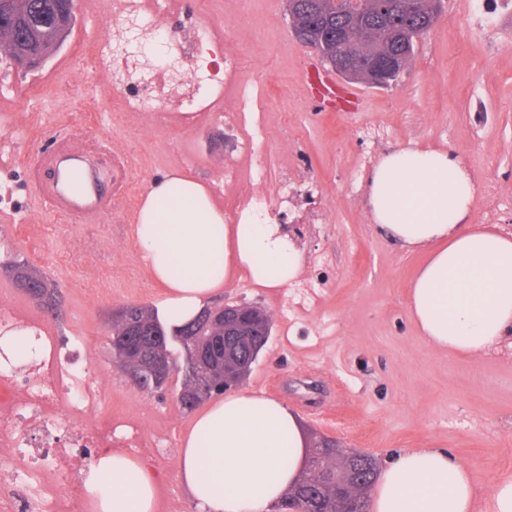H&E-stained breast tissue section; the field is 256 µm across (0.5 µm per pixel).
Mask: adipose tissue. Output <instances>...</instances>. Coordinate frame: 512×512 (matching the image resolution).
Here are the masks:
<instances>
[{
    "mask_svg": "<svg viewBox=\"0 0 512 512\" xmlns=\"http://www.w3.org/2000/svg\"><path fill=\"white\" fill-rule=\"evenodd\" d=\"M476 189L441 150L387 154L368 179L374 224L428 259L411 284L412 318L424 339L476 355L512 335V235L471 224ZM136 251L164 289L159 316L186 320L237 272L258 288H285L303 256L280 225L251 212L228 224L205 187L168 174L152 182L136 217ZM308 442L280 401L239 391L199 413L183 438L177 475L198 512H271L296 482ZM159 478L138 457L100 455L84 477L92 512H156ZM512 512V478L484 485L443 448L393 455L376 478L370 512Z\"/></svg>",
    "mask_w": 512,
    "mask_h": 512,
    "instance_id": "ef3b65f1",
    "label": "adipose tissue"
}]
</instances>
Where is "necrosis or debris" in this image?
<instances>
[{"mask_svg":"<svg viewBox=\"0 0 512 512\" xmlns=\"http://www.w3.org/2000/svg\"><path fill=\"white\" fill-rule=\"evenodd\" d=\"M179 0H112V35L93 44L92 53L112 77V110L179 113L184 121H218L236 131L261 134L255 112L262 104L247 91L228 97L240 81L236 51L225 50L221 62H203L202 56L222 34L211 24H195L180 35L168 32L164 16ZM317 184L298 187L280 180L273 195L253 192L248 209L268 216L270 209L292 213L295 223L315 224L318 214L302 212L300 197L317 194ZM23 331L36 345L32 360H0V451L12 464L0 470V512H59L56 492L66 489L73 512L81 508V490L74 478L75 449L98 454L111 447L112 428L88 430L85 420L98 415L101 395L84 371L69 361L54 337L39 325L20 318L12 309H0V332ZM72 411L69 436L57 431L55 409Z\"/></svg>","mask_w":512,"mask_h":512,"instance_id":"necrosis-or-debris-1","label":"necrosis or debris"}]
</instances>
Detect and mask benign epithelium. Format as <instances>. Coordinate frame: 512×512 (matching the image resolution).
<instances>
[{
    "instance_id": "obj_1",
    "label": "benign epithelium",
    "mask_w": 512,
    "mask_h": 512,
    "mask_svg": "<svg viewBox=\"0 0 512 512\" xmlns=\"http://www.w3.org/2000/svg\"><path fill=\"white\" fill-rule=\"evenodd\" d=\"M58 35L54 37L51 47L57 48L62 43L61 32L70 19L73 8L68 0H61L54 6ZM364 15L351 12V23L343 32L331 34L326 27L294 28L296 40L317 51L326 61L332 72L352 80L361 79L366 84L382 88L396 83L399 75L406 68L405 59L413 50V43L406 42L398 52L367 53L362 51L359 43L351 36V30L363 25ZM29 297L43 306L50 297V291L41 287L36 279L19 281ZM262 323L264 331H269L271 318L265 311L254 304L226 302L219 308H210L197 314L192 323L205 324L209 336L198 345L188 336L167 337L154 324L141 325L139 333L147 334L161 340L170 339L179 343L185 354L183 373L196 380L201 392L209 387L210 373L219 370L224 373V385H236L243 379L245 369L231 370L225 363L224 343L228 338L236 341L249 339L257 323ZM150 377L155 389L166 387L176 373L174 365L168 362L166 352L158 351L150 355L142 366ZM371 460V456L359 451H340L336 453V465H323V484L336 490L335 512H368L366 509V491L375 477L373 469H359V464Z\"/></svg>"
}]
</instances>
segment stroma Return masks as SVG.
Returning a JSON list of instances; mask_svg holds the SVG:
<instances>
[{
    "label": "stroma",
    "instance_id": "35a3bbf8",
    "mask_svg": "<svg viewBox=\"0 0 512 512\" xmlns=\"http://www.w3.org/2000/svg\"><path fill=\"white\" fill-rule=\"evenodd\" d=\"M76 15L64 45L36 69L21 71L0 51V295L47 327L100 383L118 433H137L134 456L160 476L158 512H196L176 476L194 419L177 401L181 380L160 392L140 389L114 359L107 325L113 309L153 305L163 295L135 251L126 198L172 171L213 187L218 161L236 153L238 138L216 121L179 127L98 109L112 94L111 79L83 51L109 36L107 15L82 6ZM196 20L225 30L242 79L262 84L268 107L265 136L240 157L239 183L214 195L216 205L244 193L258 158L269 182L316 181L321 194L309 207L332 213L330 223L302 228L298 281L318 286L306 303L294 288H257L242 274L214 297V305L253 303L272 317L243 390L285 403L309 441L329 439L381 465L405 448H445L484 483L512 477V342L474 356L432 349L409 309L427 255L378 232L368 206V176L383 156L444 149L476 184L472 223L512 234V11H502L501 0H442L395 85L341 80L324 107L309 78L317 56L294 38L284 0H181L166 27L178 34ZM349 89L357 93L351 112L344 109ZM64 139L101 172V217L58 216L29 186L33 153ZM12 260L57 285V317L14 287L4 268ZM299 379L319 384L315 404L289 391Z\"/></svg>",
    "mask_w": 512,
    "mask_h": 512
}]
</instances>
